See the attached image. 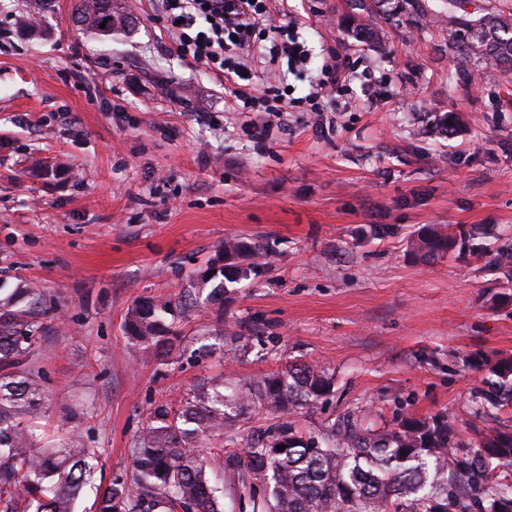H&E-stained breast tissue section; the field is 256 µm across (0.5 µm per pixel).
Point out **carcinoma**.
I'll use <instances>...</instances> for the list:
<instances>
[{"label": "carcinoma", "instance_id": "cac0c4a2", "mask_svg": "<svg viewBox=\"0 0 512 512\" xmlns=\"http://www.w3.org/2000/svg\"><path fill=\"white\" fill-rule=\"evenodd\" d=\"M76 23L99 36L128 22L116 0H78ZM451 43L461 61L512 67V3L482 16L452 21ZM467 239L459 227L425 229L416 251L431 257ZM224 266L201 276L236 282L253 271L244 260L268 256L260 241L224 242ZM490 265L512 274V244L499 247ZM197 302L144 298L128 311L129 338L162 365L185 355L224 351V329L192 349L169 321ZM38 289L0 287V512H76L82 491L94 484L97 456L79 435L55 448L35 447L31 423L45 408L44 377L32 363L39 318L54 315ZM483 373L470 398L482 413L512 410V355L469 356ZM334 378L319 365L298 363L226 395L202 383L175 403L150 409L135 435L130 470L110 480L94 502L95 512H224L213 472L233 470L238 480L266 488L252 512H512V429L474 428L458 438L453 416H396L373 431L346 414L324 425L322 435H303L297 419L334 393ZM251 407L278 423L255 430L240 443L226 436L238 412ZM217 440L204 453L203 445ZM285 450L280 451L278 447Z\"/></svg>", "mask_w": 512, "mask_h": 512}]
</instances>
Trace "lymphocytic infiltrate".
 Wrapping results in <instances>:
<instances>
[{"label": "lymphocytic infiltrate", "mask_w": 512, "mask_h": 512, "mask_svg": "<svg viewBox=\"0 0 512 512\" xmlns=\"http://www.w3.org/2000/svg\"><path fill=\"white\" fill-rule=\"evenodd\" d=\"M159 12L179 23L175 50L223 76L235 100L255 103L249 81L255 63L283 59L289 72L303 73L310 53L297 20L272 27L271 0H159ZM204 29H197V22Z\"/></svg>", "instance_id": "1"}]
</instances>
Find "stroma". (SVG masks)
<instances>
[{"label":"stroma","mask_w":512,"mask_h":512,"mask_svg":"<svg viewBox=\"0 0 512 512\" xmlns=\"http://www.w3.org/2000/svg\"><path fill=\"white\" fill-rule=\"evenodd\" d=\"M76 2L0 0V282L36 286L70 326L45 319L33 356L38 447L82 435L109 482L154 405L292 361L335 382L303 433L357 409L372 428L445 410L460 437L485 427L462 360L512 353V302L497 299L512 281L488 260L512 243V71L480 63L474 89L446 0H288L311 58L303 77L255 65L257 89H289L278 113L237 108L222 76L173 52L156 0H122L134 23L109 37L78 29ZM335 56L368 77L311 111L309 80ZM427 225L464 227L484 257L413 256ZM231 237L263 239L268 263L178 325L188 344L224 326L223 354L147 361L128 310L188 290ZM237 331L252 342L238 360Z\"/></svg>","instance_id":"obj_1"}]
</instances>
